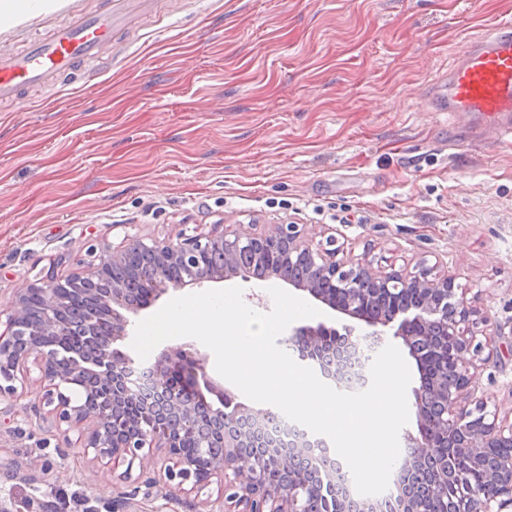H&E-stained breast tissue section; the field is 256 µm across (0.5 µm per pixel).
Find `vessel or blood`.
Wrapping results in <instances>:
<instances>
[{"label":"vessel or blood","mask_w":512,"mask_h":512,"mask_svg":"<svg viewBox=\"0 0 512 512\" xmlns=\"http://www.w3.org/2000/svg\"><path fill=\"white\" fill-rule=\"evenodd\" d=\"M99 2L98 8L71 13L24 50L0 38V105L26 109L37 88L62 95L90 68L112 62L121 48L118 34L129 23L163 17L160 0ZM42 12V0H18L15 16H0V28H13L16 16ZM425 105L448 113L452 128L461 131L450 149L512 143V19L502 20L484 37L466 40Z\"/></svg>","instance_id":"vessel-or-blood-1"}]
</instances>
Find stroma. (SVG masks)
<instances>
[{
  "label": "stroma",
  "mask_w": 512,
  "mask_h": 512,
  "mask_svg": "<svg viewBox=\"0 0 512 512\" xmlns=\"http://www.w3.org/2000/svg\"><path fill=\"white\" fill-rule=\"evenodd\" d=\"M173 27L139 22L122 55L58 98L0 107V332L14 293L81 273L89 246L176 240L213 225L291 222L377 274L454 278L501 350L466 406L512 424V147L448 149L423 93L462 39L512 17V0H177ZM189 64H182V57ZM224 109L206 112L203 100ZM362 212L344 224L340 210ZM28 392L0 399V512H224L223 481L162 489L144 467L84 451Z\"/></svg>",
  "instance_id": "1"
}]
</instances>
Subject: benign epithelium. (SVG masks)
<instances>
[{
    "instance_id": "benign-epithelium-1",
    "label": "benign epithelium",
    "mask_w": 512,
    "mask_h": 512,
    "mask_svg": "<svg viewBox=\"0 0 512 512\" xmlns=\"http://www.w3.org/2000/svg\"><path fill=\"white\" fill-rule=\"evenodd\" d=\"M272 243L288 259H302L316 276L336 282L341 295L325 293L310 280H291L278 264L269 265L261 276L234 264L233 258L240 250L249 249L260 257ZM215 246L224 249V265L196 269L197 257ZM106 259L126 265L132 274L138 273L144 262H150L156 272L153 288L141 301L131 303L124 289L112 285L108 294L101 297L109 308V330L103 332L99 325L87 321L84 327L90 332V349H48L50 337L69 330L62 290L94 283ZM79 263L84 271L78 275L63 279L40 277L17 292L8 330L0 333V395L21 398L26 385L20 369L29 360L36 361L41 379L48 383L44 404L50 407L59 425L71 430L88 424L87 447L127 462L129 469L136 462L144 464L153 449H167L171 464L165 466L161 477L165 486L190 482L193 488L202 490L211 478H223L224 501L234 506L225 512H309V507L291 489L269 483L263 476L269 467L288 466V453L274 449L262 463L241 455L240 449L249 447L250 440L237 431V423L259 418L263 412L230 400V392L208 372L207 354L186 343L163 349L153 360V389L147 395L131 376L136 358L114 348L128 335L131 319L168 291L165 273L171 264H180L187 270V277L174 285L176 289L200 286L232 273L245 282H280L325 306L336 318L355 321L353 325H343L341 331L322 323L315 327L289 326L288 341L295 344L302 360L309 364L332 361L342 349L371 341L401 343L415 361L420 379L419 386L413 389L412 402L417 432L406 435L408 447L426 448L440 437L463 466L479 470L495 449L512 446V425L506 428L498 424L487 405H459L463 393L474 382V358L487 348L488 362L497 349L491 339L477 342L466 330L475 310L459 295L454 280L433 277L426 267L406 276L399 271L378 275L362 263L348 265L336 260V249L306 242L301 224H280L271 234H228L224 225L218 224L206 235L193 230L182 233L174 242L131 239L112 254H99L93 248L88 258ZM405 294L409 299L385 316L375 317L365 311L370 302ZM33 295L41 296L42 304L32 314L29 307ZM433 324L444 325L448 330L440 343L446 349L454 376L451 383L440 382L416 350L418 340H434L426 331ZM204 389L220 400L212 408L210 422V431L220 435V442L214 448H200L196 454L188 455L182 450V441L187 433L196 430L197 406L206 403ZM433 397L442 405L438 413L429 407ZM292 447L314 460L326 461L319 441L304 438ZM415 463L416 458L412 457L401 466L398 512H419L405 483V475ZM483 488V493L463 501L448 499L445 512H512L511 455L497 458L495 467L483 473Z\"/></svg>"
}]
</instances>
